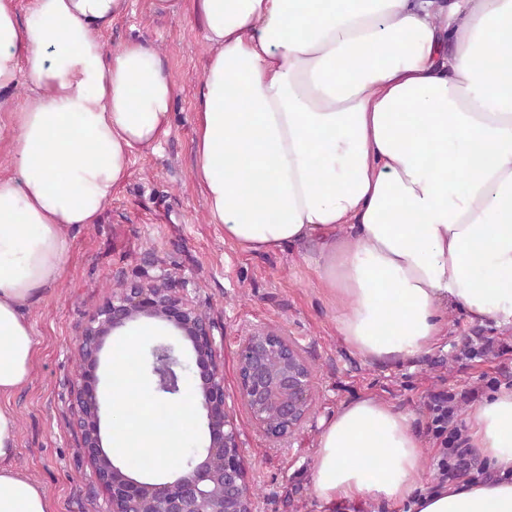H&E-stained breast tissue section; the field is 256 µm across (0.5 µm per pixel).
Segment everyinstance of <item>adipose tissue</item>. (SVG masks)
<instances>
[{"label":"adipose tissue","instance_id":"obj_1","mask_svg":"<svg viewBox=\"0 0 512 512\" xmlns=\"http://www.w3.org/2000/svg\"><path fill=\"white\" fill-rule=\"evenodd\" d=\"M129 0H0V512H53L13 465L6 400L29 380L27 311L59 281L69 228L98 223L132 157L170 127L158 50L100 34ZM188 10L208 60L194 170L211 223L253 253L316 243L307 263L336 329L367 359L435 346L449 310L512 326V0H149ZM26 83L23 105L15 91ZM149 325L113 352L103 402L134 472L163 471L200 399L157 396L138 368ZM150 422H143V408ZM463 436L490 475L422 485L408 413L366 396L325 420L313 491L411 512H512V389L472 406Z\"/></svg>","mask_w":512,"mask_h":512}]
</instances>
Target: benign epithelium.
Returning <instances> with one entry per match:
<instances>
[{
	"instance_id": "1",
	"label": "benign epithelium",
	"mask_w": 512,
	"mask_h": 512,
	"mask_svg": "<svg viewBox=\"0 0 512 512\" xmlns=\"http://www.w3.org/2000/svg\"><path fill=\"white\" fill-rule=\"evenodd\" d=\"M171 326L191 347L198 368L196 389L206 411L208 445L190 471L155 483L139 480L105 451L97 371L107 339L142 320ZM224 326L203 314L168 279L122 282L83 324L77 338L80 371L73 386L75 425L81 448L97 483L108 495L105 512H254L237 417L226 402L220 343ZM151 353L166 367L153 370L156 390L179 392L182 366L175 346L155 344ZM239 396L256 427L279 440L290 437L309 417L314 400L313 372L302 350L272 327L255 330L241 345L237 363ZM222 459L215 469L213 461Z\"/></svg>"
}]
</instances>
